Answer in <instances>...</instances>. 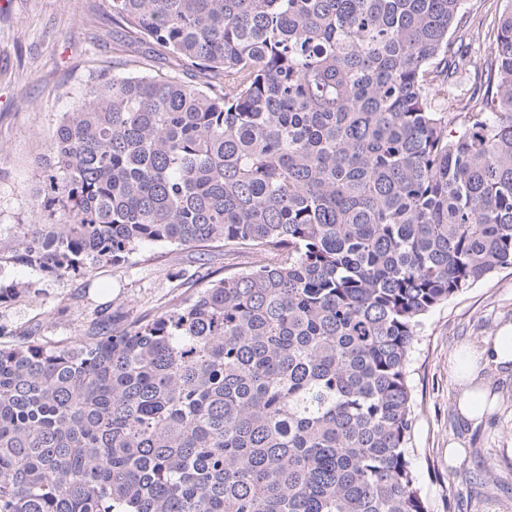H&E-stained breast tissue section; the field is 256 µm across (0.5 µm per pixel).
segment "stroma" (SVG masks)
<instances>
[{
	"mask_svg": "<svg viewBox=\"0 0 512 512\" xmlns=\"http://www.w3.org/2000/svg\"><path fill=\"white\" fill-rule=\"evenodd\" d=\"M505 0H466L473 49L488 56ZM144 59L152 74L190 79L191 72L147 42L130 40L112 15V0H0V241L30 221L45 153L60 115L77 105L98 71ZM250 255L220 247L146 244L125 262L87 276L55 278L15 261L0 262V282L27 287L0 304V327H35L47 336H91L103 321L123 326L172 309L210 281L248 267ZM512 323V269L478 282L423 320L411 366L412 463L429 512H512V368H482L497 396L479 423L465 421L448 368L462 345L479 346ZM464 449L448 459L449 441ZM493 479H486V470Z\"/></svg>",
	"mask_w": 512,
	"mask_h": 512,
	"instance_id": "obj_1",
	"label": "stroma"
}]
</instances>
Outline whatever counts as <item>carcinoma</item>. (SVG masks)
<instances>
[{
  "instance_id": "carcinoma-1",
  "label": "carcinoma",
  "mask_w": 512,
  "mask_h": 512,
  "mask_svg": "<svg viewBox=\"0 0 512 512\" xmlns=\"http://www.w3.org/2000/svg\"><path fill=\"white\" fill-rule=\"evenodd\" d=\"M465 2L112 0L198 81L95 76L0 253L256 260L119 330L0 340V512H428L418 327L512 269V0L485 59Z\"/></svg>"
}]
</instances>
